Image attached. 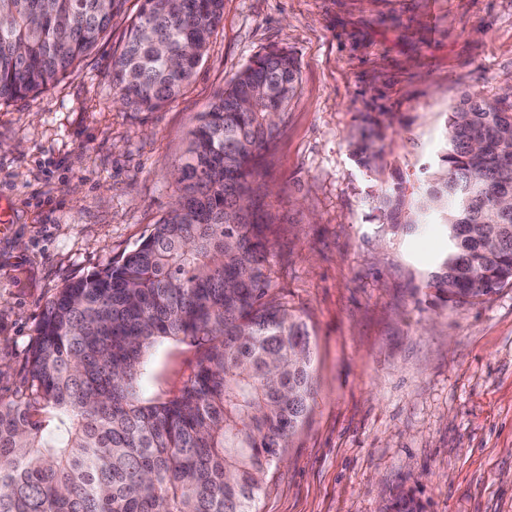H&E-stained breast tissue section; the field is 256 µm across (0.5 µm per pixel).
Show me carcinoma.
Instances as JSON below:
<instances>
[{"label": "carcinoma", "instance_id": "obj_1", "mask_svg": "<svg viewBox=\"0 0 512 512\" xmlns=\"http://www.w3.org/2000/svg\"><path fill=\"white\" fill-rule=\"evenodd\" d=\"M127 0H0V99L64 79ZM112 90L152 111L189 84L224 0H139ZM300 81L273 47L234 74L191 131L177 199L137 248L66 283L45 305L27 391L0 400V512H256L272 465L315 399L310 333L270 298L272 223L255 185ZM394 116L362 114L356 165L379 177ZM377 196L392 229H435L445 247L426 287L453 304L512 288V92L466 96L418 185ZM203 348L180 394L139 399L146 350ZM388 512H425L413 494Z\"/></svg>", "mask_w": 512, "mask_h": 512}]
</instances>
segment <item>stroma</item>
Segmentation results:
<instances>
[{
	"label": "stroma",
	"mask_w": 512,
	"mask_h": 512,
	"mask_svg": "<svg viewBox=\"0 0 512 512\" xmlns=\"http://www.w3.org/2000/svg\"><path fill=\"white\" fill-rule=\"evenodd\" d=\"M136 4L60 83L0 101V399L26 386L45 304L136 249L173 202L200 114L284 47L301 83L258 182L275 224L272 294L308 326L317 393L256 512H383L403 489L426 512H512V288L438 299L432 263L382 224L380 184L349 148L360 113H392L387 161L417 179L461 95L512 88V0H224L189 85L152 112L112 97ZM201 353L155 344L140 399L178 395Z\"/></svg>",
	"instance_id": "stroma-1"
}]
</instances>
